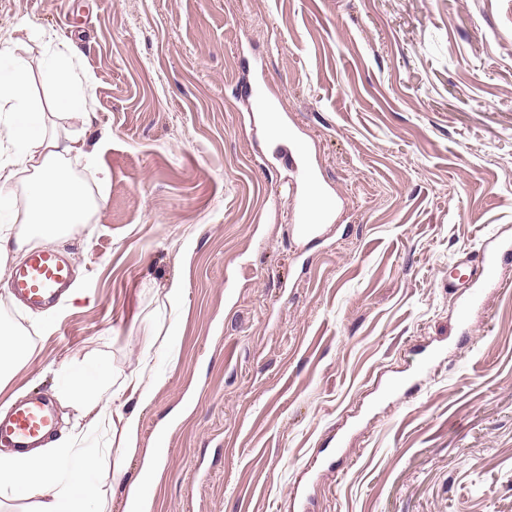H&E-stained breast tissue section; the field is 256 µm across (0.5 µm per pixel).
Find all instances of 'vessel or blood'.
I'll return each instance as SVG.
<instances>
[{
  "label": "vessel or blood",
  "instance_id": "obj_1",
  "mask_svg": "<svg viewBox=\"0 0 512 512\" xmlns=\"http://www.w3.org/2000/svg\"><path fill=\"white\" fill-rule=\"evenodd\" d=\"M331 207V201L318 189H310L302 198L294 216V230L298 236L317 234L318 222ZM512 253V243L494 242L486 248L481 261L468 265L466 259H458V266L469 267V286L474 296L495 280L496 265L500 258ZM72 269L68 261L56 250L35 247L25 260L9 274V286L16 302L31 310H48L55 307L72 285ZM55 430L53 399L44 393H36L13 403L6 411H0V446L15 453H27L40 448Z\"/></svg>",
  "mask_w": 512,
  "mask_h": 512
}]
</instances>
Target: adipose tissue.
<instances>
[{"instance_id": "obj_1", "label": "adipose tissue", "mask_w": 512, "mask_h": 512, "mask_svg": "<svg viewBox=\"0 0 512 512\" xmlns=\"http://www.w3.org/2000/svg\"><path fill=\"white\" fill-rule=\"evenodd\" d=\"M43 78L57 90V107L69 118L90 125L92 114L71 58H46ZM85 147L78 138L48 136L45 114L31 94L26 63L0 51V150L20 154L30 171L20 188L15 170L0 161V267L30 244L51 245L69 236L97 208V200L62 165L67 155L84 153ZM122 393L141 403L149 398L141 378L113 390L107 362L96 360L71 374L64 397L76 412V428L87 433L105 423L107 403ZM117 419L122 424L123 453L109 462L65 436L27 454L0 456V496L38 498L39 512H106L99 484L107 477L120 482L124 458L135 454L138 446V412H121Z\"/></svg>"}]
</instances>
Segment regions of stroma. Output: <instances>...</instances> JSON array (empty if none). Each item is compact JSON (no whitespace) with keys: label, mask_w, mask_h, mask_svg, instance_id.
Returning a JSON list of instances; mask_svg holds the SVG:
<instances>
[{"label":"stroma","mask_w":512,"mask_h":512,"mask_svg":"<svg viewBox=\"0 0 512 512\" xmlns=\"http://www.w3.org/2000/svg\"><path fill=\"white\" fill-rule=\"evenodd\" d=\"M0 49L104 199L56 245L86 300L0 281L29 343L0 403L45 392L67 433L70 371L151 365L111 512L147 470L144 512H512V260L468 326L448 285L512 238V0H0ZM70 51L87 129L40 68ZM299 141L333 200L313 241Z\"/></svg>","instance_id":"stroma-1"}]
</instances>
